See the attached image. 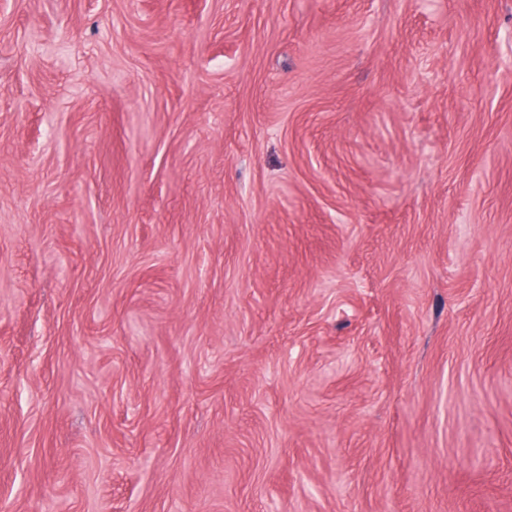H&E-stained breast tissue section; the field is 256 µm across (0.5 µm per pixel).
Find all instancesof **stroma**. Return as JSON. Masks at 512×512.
<instances>
[{
  "label": "stroma",
  "instance_id": "35a3bbf8",
  "mask_svg": "<svg viewBox=\"0 0 512 512\" xmlns=\"http://www.w3.org/2000/svg\"><path fill=\"white\" fill-rule=\"evenodd\" d=\"M0 0V512H512V0Z\"/></svg>",
  "mask_w": 512,
  "mask_h": 512
}]
</instances>
